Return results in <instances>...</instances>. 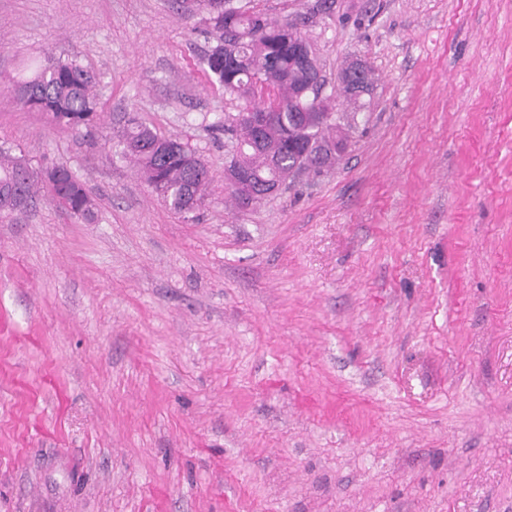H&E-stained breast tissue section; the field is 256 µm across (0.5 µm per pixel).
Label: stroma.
<instances>
[{"mask_svg": "<svg viewBox=\"0 0 512 512\" xmlns=\"http://www.w3.org/2000/svg\"><path fill=\"white\" fill-rule=\"evenodd\" d=\"M235 2L375 76L339 164L246 208L203 16L0 0V80L98 77L88 126L0 99L98 208L0 220V512H512V0ZM132 118L207 164L193 213L117 156ZM224 181L225 184L231 186L230 196L235 200L236 204L241 207L249 206L253 203H257L264 197V191L261 189L254 188L250 184V180L243 170L238 167L230 166L229 164L224 169ZM234 188V189H233ZM238 191H236V190ZM252 191V196L249 198L248 203H242L239 198V194L243 199H246L249 192ZM239 193V194H238Z\"/></svg>", "mask_w": 512, "mask_h": 512, "instance_id": "1", "label": "stroma"}]
</instances>
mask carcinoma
<instances>
[{"label": "carcinoma", "mask_w": 512, "mask_h": 512, "mask_svg": "<svg viewBox=\"0 0 512 512\" xmlns=\"http://www.w3.org/2000/svg\"><path fill=\"white\" fill-rule=\"evenodd\" d=\"M186 11L207 13L216 32V45L204 60L210 82L224 92L255 104L249 112L268 116L261 129L235 115L224 118V132L240 147L231 164L250 173L256 188L248 204L264 198L258 185L268 180L292 181L298 171L320 172L345 150L351 124L337 122L336 100L359 98L343 71L340 86L317 99L310 76L299 63L298 51L310 47L294 20H279L253 9L236 7L233 0H182ZM96 77L80 65L50 58L28 79H12L6 86L13 101L50 114L61 125L77 126L93 116ZM117 154L137 167L152 191L171 210L188 214L189 195L204 199L210 182L205 165L176 138H162L135 119L119 137ZM87 223L95 220V206L83 184L64 166L33 170L21 157L0 147V218L26 210L40 192Z\"/></svg>", "instance_id": "carcinoma-1"}]
</instances>
